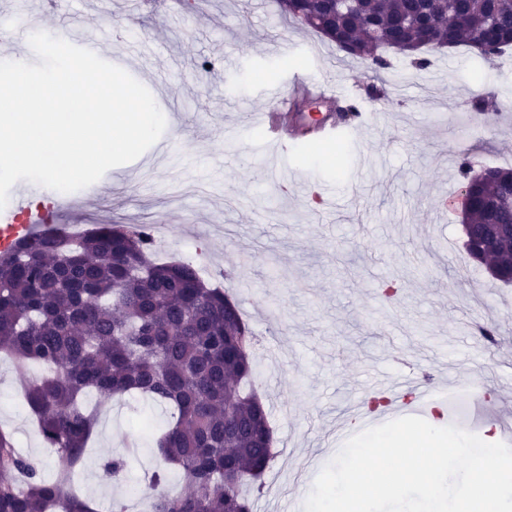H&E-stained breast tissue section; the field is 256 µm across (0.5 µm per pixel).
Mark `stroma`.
<instances>
[{
  "label": "stroma",
  "mask_w": 512,
  "mask_h": 512,
  "mask_svg": "<svg viewBox=\"0 0 512 512\" xmlns=\"http://www.w3.org/2000/svg\"><path fill=\"white\" fill-rule=\"evenodd\" d=\"M32 16L128 62L165 116L167 153L150 149L108 170L97 193L81 189L63 209L39 185L30 202L51 209L55 222L155 225L158 249L223 273L258 338L254 382L280 463L264 475L254 512H304L342 447L337 425L362 430L357 390L387 377L411 373L447 387L446 398L421 408L429 424L512 446V285L469 259L460 205L436 202L460 194L464 153L478 170L512 168V114L494 131L467 125L475 88L512 102V51L491 63L462 47L433 52L423 70L393 54L377 79L362 59L282 18L273 0H178L159 13L136 0H61L54 12L43 0H7L0 28H13L15 39L0 47V60L29 52ZM275 40L290 53H271ZM207 60L215 67L206 72ZM299 71L355 84L361 112H372L368 98L378 94L387 104L381 123L339 141L337 159L324 144L260 147L250 113ZM310 186L322 205L306 206ZM461 265L469 278L457 277ZM474 376L484 400L449 417V401L461 400ZM28 377L0 365V428L28 420L20 400ZM169 417L139 397L100 410L75 475L99 512H112L158 464L155 435ZM132 440L138 452L122 481L101 479L104 457L125 453Z\"/></svg>",
  "instance_id": "obj_1"
}]
</instances>
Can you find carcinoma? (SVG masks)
Returning a JSON list of instances; mask_svg holds the SVG:
<instances>
[{
    "mask_svg": "<svg viewBox=\"0 0 512 512\" xmlns=\"http://www.w3.org/2000/svg\"><path fill=\"white\" fill-rule=\"evenodd\" d=\"M281 10L339 50L387 62L362 38L372 27L407 51L464 46L484 61L512 48V0H278ZM463 159L471 195L463 221L512 224V169L475 178ZM152 226L134 232L100 224L76 242L32 233L0 251V353L45 376L25 403L56 458L52 479L0 432V512H97L81 496L74 471L94 432L84 404L92 390L106 401L138 394L172 409L156 439L159 486L170 469L186 489L146 496V512H252L249 486L275 457L266 407L247 388L255 336L224 288L195 267L154 258ZM129 456L104 459L119 478Z\"/></svg>",
    "mask_w": 512,
    "mask_h": 512,
    "instance_id": "carcinoma-1",
    "label": "carcinoma"
}]
</instances>
